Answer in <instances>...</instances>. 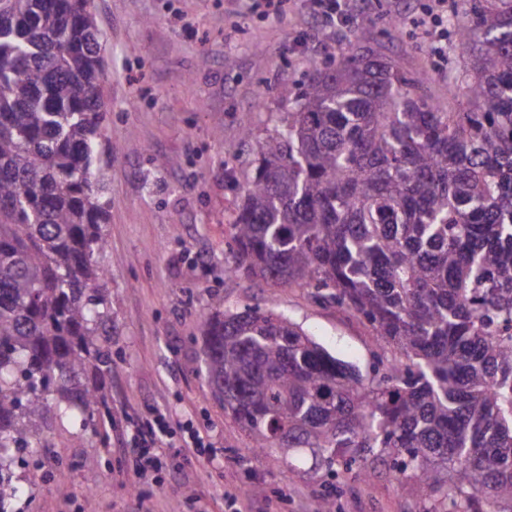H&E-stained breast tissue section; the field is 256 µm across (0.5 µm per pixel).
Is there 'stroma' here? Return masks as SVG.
Listing matches in <instances>:
<instances>
[{"label": "stroma", "instance_id": "35a3bbf8", "mask_svg": "<svg viewBox=\"0 0 512 512\" xmlns=\"http://www.w3.org/2000/svg\"><path fill=\"white\" fill-rule=\"evenodd\" d=\"M430 0H363L347 25L322 21L306 0H286L275 21L253 0H94L110 111L105 152L93 166L111 201L104 227L112 372L102 393L110 417L77 435L50 422L46 448L17 469L25 495L13 512H227L225 493L260 487L261 512H427V498L393 480L335 477L297 454L253 451L248 432L225 418L203 377V315L272 308L332 355L370 374L379 348L353 313L313 289L273 287L236 273L231 224L258 165V146L282 128L316 71L371 46L406 72L429 71L427 93L448 100V80L468 52L455 37L432 39L413 18ZM189 423L208 446L185 456L179 434L158 452V480L135 479L121 441L156 412ZM104 474L87 486L85 466Z\"/></svg>", "mask_w": 512, "mask_h": 512}]
</instances>
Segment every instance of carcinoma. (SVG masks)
Listing matches in <instances>:
<instances>
[{
	"mask_svg": "<svg viewBox=\"0 0 512 512\" xmlns=\"http://www.w3.org/2000/svg\"><path fill=\"white\" fill-rule=\"evenodd\" d=\"M456 110L368 47L313 74L259 147L237 270L313 288L390 354L365 380L271 309L201 320L224 416L335 476L392 460L431 512H512V0H461ZM93 0H0V512L49 419L106 413L112 321L91 175L106 126Z\"/></svg>",
	"mask_w": 512,
	"mask_h": 512,
	"instance_id": "1",
	"label": "carcinoma"
}]
</instances>
